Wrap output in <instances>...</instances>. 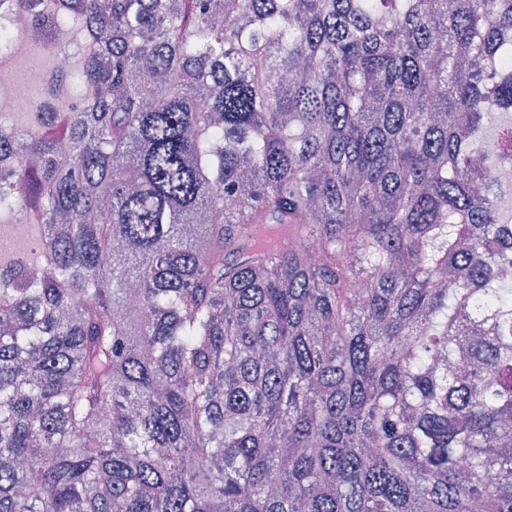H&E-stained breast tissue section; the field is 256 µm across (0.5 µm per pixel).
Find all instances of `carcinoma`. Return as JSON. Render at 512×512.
Here are the masks:
<instances>
[{
	"instance_id": "obj_1",
	"label": "carcinoma",
	"mask_w": 512,
	"mask_h": 512,
	"mask_svg": "<svg viewBox=\"0 0 512 512\" xmlns=\"http://www.w3.org/2000/svg\"><path fill=\"white\" fill-rule=\"evenodd\" d=\"M8 7L0 512H512V0ZM10 70L0 72V101L7 102L13 112H29L38 96L37 77L41 71L50 67L45 56L32 46L24 56H13L9 61ZM69 67L62 59L56 65V71L44 72L40 76L42 90L41 102H44L49 95V90L57 76L68 74ZM16 75V76H15ZM28 94L33 98L20 95Z\"/></svg>"
}]
</instances>
